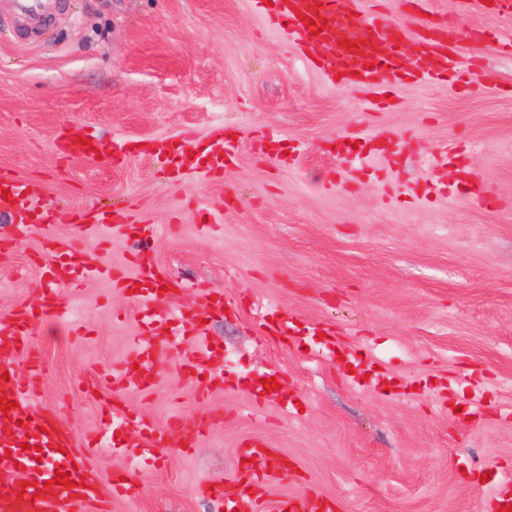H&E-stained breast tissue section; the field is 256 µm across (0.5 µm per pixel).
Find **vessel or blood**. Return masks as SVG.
<instances>
[{
  "mask_svg": "<svg viewBox=\"0 0 512 512\" xmlns=\"http://www.w3.org/2000/svg\"><path fill=\"white\" fill-rule=\"evenodd\" d=\"M255 13L268 19L273 31L288 38L297 52L318 70L327 83L359 90L387 106L391 95L402 86L449 83L461 90L471 87L470 71L456 66L453 58L457 39L444 28L425 23L432 0H419L416 10L422 19L414 29L395 27L368 17L363 0H251ZM323 23L319 35H311L305 19ZM77 129L64 127L55 139L57 151L70 159L113 164L123 149L97 156L87 145L77 143ZM208 150L202 165L220 175L234 165L237 145L223 127L209 134ZM196 136L184 132L167 159L178 171L192 163ZM0 213L14 223V236L24 239L47 218L33 205L35 193L26 180L0 172ZM39 295L36 303L20 304L0 320V398L10 402L8 414L0 413V468L12 477L0 482V512H106L109 495L131 497L136 493L132 477L112 478L110 490H103L93 477L95 462L92 442H80L69 424L57 413L40 404L41 384L46 364L35 344V329L46 319L68 322L69 308L62 285H78L88 279L107 280L134 293L135 300L146 298L163 304L162 312L149 319L133 340L135 367H124L113 381L114 392H149L142 377L160 359H175L189 372L203 377L210 386L223 384L216 367L217 355L210 345L200 344L205 332L204 319L223 309L224 295L208 292L199 314L186 316L176 305L180 286L156 264L137 259L132 273L119 267L90 266L84 263L77 245L56 236L41 240L38 261ZM27 364L25 374L15 371L18 360ZM169 428L183 432L187 446H194L207 428L197 418L172 417ZM168 428V429H169ZM103 429L106 433L136 432L138 448L147 456L156 455L165 431L147 424L135 411L110 412ZM232 481L205 482L204 495L225 503L228 512H323L322 499L305 494L283 495L266 500L264 491L281 480L285 467L278 451L268 441L247 440ZM69 474L70 485L55 484L57 473Z\"/></svg>",
  "mask_w": 512,
  "mask_h": 512,
  "instance_id": "b4317fda",
  "label": "vessel or blood"
}]
</instances>
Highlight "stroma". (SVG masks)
Listing matches in <instances>:
<instances>
[{"label": "stroma", "instance_id": "35a3bbf8", "mask_svg": "<svg viewBox=\"0 0 512 512\" xmlns=\"http://www.w3.org/2000/svg\"><path fill=\"white\" fill-rule=\"evenodd\" d=\"M47 4L36 27L16 0H0V170L38 184L58 237L75 236L79 209L118 205L131 223L159 225L147 257L182 282V310L209 291L227 307L205 330L224 354L222 388L169 362L149 393L120 395L158 428L174 411L210 428L192 450L175 440L148 464L97 447L102 484L126 471L141 486L113 497L110 512H217L200 483L231 480L239 444L258 436L289 463L269 498L316 493L335 512H486L493 485L512 480V54L470 34L512 40V17L434 0L458 54L481 62L473 91L408 85L398 106L376 111L328 86L250 0ZM64 124L107 151L124 143L126 158H62ZM218 125L237 130L239 151L217 181L135 151ZM378 128L400 153L358 161L325 148ZM460 165L490 202L456 184ZM40 248L36 234L14 241L0 215V318L36 301ZM82 251L88 264L126 266L137 243L88 236ZM63 294L72 325L37 328L41 402L82 436L101 426L104 373L123 367L153 312L101 280ZM267 318L291 328L262 333ZM369 362L378 376L350 373ZM268 376L283 395L257 397Z\"/></svg>", "mask_w": 512, "mask_h": 512}]
</instances>
